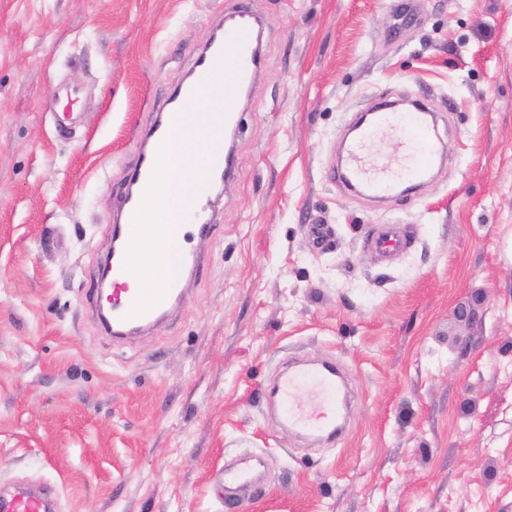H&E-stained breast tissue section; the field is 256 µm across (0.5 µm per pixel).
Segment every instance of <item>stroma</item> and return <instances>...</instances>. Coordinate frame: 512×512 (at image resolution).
<instances>
[{
  "label": "stroma",
  "mask_w": 512,
  "mask_h": 512,
  "mask_svg": "<svg viewBox=\"0 0 512 512\" xmlns=\"http://www.w3.org/2000/svg\"><path fill=\"white\" fill-rule=\"evenodd\" d=\"M401 2L250 0L263 63L218 227L180 312L118 346L115 201L236 0H0V488L54 486L58 512H512V0ZM406 94L446 158L409 196L346 190L343 130ZM292 359L349 379L334 446L270 404ZM249 456L264 477L225 510ZM223 480L224 503L227 504H231L237 499L239 492L250 489L255 483L253 470L248 465L225 469Z\"/></svg>",
  "instance_id": "obj_1"
}]
</instances>
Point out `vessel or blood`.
Returning a JSON list of instances; mask_svg holds the SVG:
<instances>
[{"label": "vessel or blood", "instance_id": "obj_1", "mask_svg": "<svg viewBox=\"0 0 512 512\" xmlns=\"http://www.w3.org/2000/svg\"><path fill=\"white\" fill-rule=\"evenodd\" d=\"M240 5L229 16L224 26L223 37L217 38L206 53L197 55L191 81L181 86L178 95L181 102H189L204 93V83L215 68L216 62L226 44V40L236 32H244L245 38L238 55L239 80L237 93H244L260 63L258 39L255 35L258 20L247 5L248 0H239ZM171 130L168 114H157L145 138L152 141L150 152L141 154L131 175V183L148 187L158 161L159 150L167 141ZM406 138L409 149L397 168L386 166L367 167L365 149L381 131ZM445 148L437 136V123L433 113L423 107L412 112L394 111L392 105L382 104L371 113L369 123L359 125L357 135L348 140L345 146V161L341 173L342 180L361 193L382 198L392 192L397 180H405L415 185L422 181L436 158L442 157ZM205 177L191 181L192 200L179 204L177 221L168 225L170 238L176 242L182 264L191 269H199L204 261L197 246H190V239L198 242L206 240L214 227L215 217L204 206L213 180L228 177L230 162L223 152H208L204 155ZM141 207L140 198L131 193H123L117 200V222L112 227V249L107 258L112 278L110 292L106 297L110 305V316L102 322L103 330L116 342H124L141 331L160 324L177 308L184 297L182 276H175L164 298L136 315L132 309L140 290L131 271L126 266V257L134 233V220ZM307 393L321 408L326 409L324 419L307 416L294 401L300 393ZM271 399L277 400L285 425L307 433H315L327 438L335 437L342 429L340 411L345 405V387L335 367L299 366L285 369L270 390ZM224 501L232 503L239 492L250 489L255 483L253 470L244 465L225 470ZM54 504L46 494L18 490L0 498V512H52Z\"/></svg>", "mask_w": 512, "mask_h": 512}]
</instances>
